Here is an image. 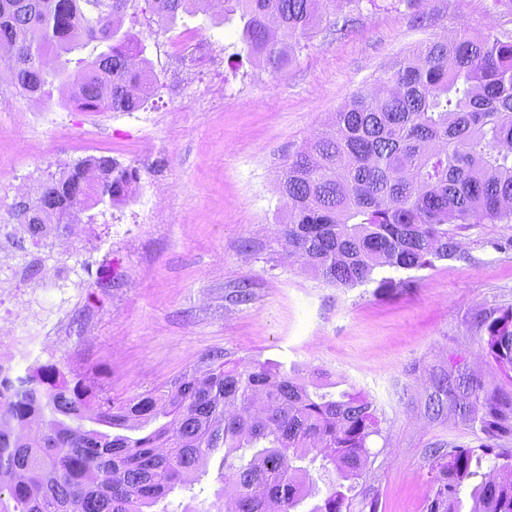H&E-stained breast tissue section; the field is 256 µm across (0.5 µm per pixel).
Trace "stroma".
I'll return each mask as SVG.
<instances>
[{
	"instance_id": "35a3bbf8",
	"label": "stroma",
	"mask_w": 512,
	"mask_h": 512,
	"mask_svg": "<svg viewBox=\"0 0 512 512\" xmlns=\"http://www.w3.org/2000/svg\"><path fill=\"white\" fill-rule=\"evenodd\" d=\"M136 0L124 20L158 78L133 112L82 110L60 84L38 102L0 71V224L15 221V187L85 159L109 155L136 170L126 203L96 208L89 238L67 251L52 240L12 239L0 262L33 252L70 273L62 290L34 275L33 315L19 323L31 358L85 374L126 398L170 385L220 349L242 363L323 368L373 402L380 432L353 492L354 512H428L438 453L472 448L492 474L512 437L456 415L463 379L512 402V371L488 354L476 314L512 307V224L457 231V250L415 272L412 287L330 286L285 264L276 236L285 162L358 90L378 87L418 46L466 32L512 33V0H376L346 36L331 21L278 72L254 74L238 22L223 13L182 14L158 25ZM430 16L427 27L414 11ZM249 283L251 298L235 290Z\"/></svg>"
}]
</instances>
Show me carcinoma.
<instances>
[{
  "mask_svg": "<svg viewBox=\"0 0 512 512\" xmlns=\"http://www.w3.org/2000/svg\"><path fill=\"white\" fill-rule=\"evenodd\" d=\"M365 1L377 7L375 0H224V18L238 17L249 54H262L275 72L286 54L269 19L300 46L336 13L343 21L333 26L344 31ZM130 2L0 0V43L12 47L6 62L15 87L31 96L50 76L67 84L73 63L81 75L73 100L83 108H141L156 79L131 69L129 57L144 48L131 33L114 39ZM146 2L160 25L193 11V0ZM89 45L86 56L69 58ZM49 51L57 61L51 72L33 63ZM382 82L385 92L361 90L333 113L279 177V239L331 286L409 288L408 272L454 253L449 224L512 222V36L464 32L430 41ZM90 163L107 174L99 189L83 180ZM136 182V171L110 156L51 176L26 215L32 238L99 195L125 202ZM476 325L494 361L512 371V309L486 313ZM206 361V370L164 390L115 398L55 364L20 370L0 360V512H166L186 476L206 474L218 453L217 496L232 500L234 512H300L314 471L337 479L307 512H351L368 440L379 433L373 402L321 368L305 377L282 363H232L222 351ZM454 410L473 428L512 431V405L480 399L476 384ZM481 459L469 448L448 452L430 512H512V454L494 464L501 479L475 483L467 503L460 497Z\"/></svg>",
  "mask_w": 512,
  "mask_h": 512,
  "instance_id": "obj_1",
  "label": "carcinoma"
}]
</instances>
